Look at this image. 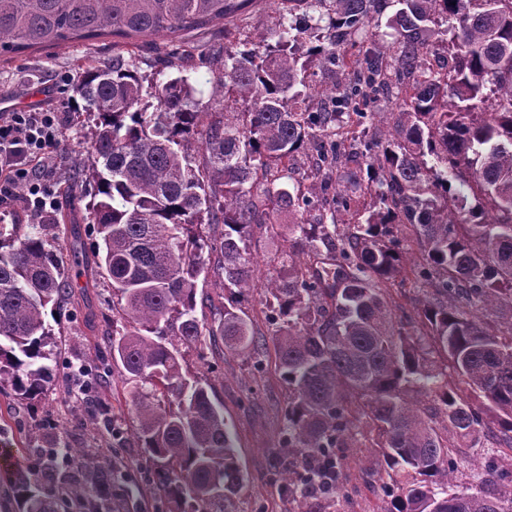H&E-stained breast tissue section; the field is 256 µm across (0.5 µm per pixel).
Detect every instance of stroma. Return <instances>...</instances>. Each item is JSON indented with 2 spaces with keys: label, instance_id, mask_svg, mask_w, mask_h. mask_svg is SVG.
<instances>
[{
  "label": "stroma",
  "instance_id": "obj_1",
  "mask_svg": "<svg viewBox=\"0 0 512 512\" xmlns=\"http://www.w3.org/2000/svg\"><path fill=\"white\" fill-rule=\"evenodd\" d=\"M278 18L272 0H252L237 17L211 24L208 33L198 38V48L191 57L181 56L162 40L149 38L138 39L137 52L152 61L189 67L192 76L204 80L210 78L216 50L225 39L250 45L269 38ZM112 44V38L103 37L0 58V96L11 99L15 111L33 109L32 99L38 95L66 115L49 164L50 184H58L60 176L82 167L87 160L80 130L68 117L71 87L81 80L86 60L111 57ZM108 297V283L102 278L97 287L77 291L74 302L61 308L60 373H67L74 365L96 367ZM188 369L203 372L212 381L215 396L233 428L246 475L245 485L235 498L237 512H297L298 499L290 497L273 477L287 404V390L273 355H266L258 369L252 359L209 350L201 357L190 355ZM78 404L76 393L56 385L31 400L21 399L7 388L0 390V452L9 455L6 466H0V512H18L8 474L16 465L27 463L33 445L47 451L64 441L75 448L95 446L92 426L77 425L81 418ZM374 453L373 435L362 429L356 447L345 451L349 483L339 496L314 502V512H383L388 500L362 469ZM111 455L123 462L112 482V497L120 502L116 512H161V504L152 495V464L133 448H115Z\"/></svg>",
  "mask_w": 512,
  "mask_h": 512
}]
</instances>
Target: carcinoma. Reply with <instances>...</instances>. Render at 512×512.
Segmentation results:
<instances>
[{"label": "carcinoma", "instance_id": "1", "mask_svg": "<svg viewBox=\"0 0 512 512\" xmlns=\"http://www.w3.org/2000/svg\"><path fill=\"white\" fill-rule=\"evenodd\" d=\"M281 2L324 25H291L243 51L224 36L210 96L235 110L218 117L200 110L184 69L150 80L152 64L131 49L86 66L73 121L87 164L62 190L88 199L97 251L82 262L62 208L0 225V387L20 398L49 388L47 307L69 303L76 278L104 275L102 367L77 371L76 387L91 393L113 369L131 386L133 444L159 465L153 492L169 512H235L245 476L233 432L185 353L222 346L260 359L265 339L241 308L260 286L288 391L276 463L288 493H341V449L363 425L377 437L370 473L385 512H512V479L453 481L457 449H512V321L496 331L484 321L512 306V0H393L390 41L370 30L383 0ZM248 3L0 0V57L102 36L187 37ZM313 64L328 81L306 83ZM300 153L312 159L304 190L290 185ZM282 211L288 245L261 281L252 245L279 235ZM402 227L420 243L417 264ZM410 273L424 298L399 315L387 285ZM201 280L224 302L198 291ZM86 419L103 445L120 436L102 407ZM68 453L69 479L45 474L55 498L16 469L23 512H112L113 466Z\"/></svg>", "mask_w": 512, "mask_h": 512}]
</instances>
